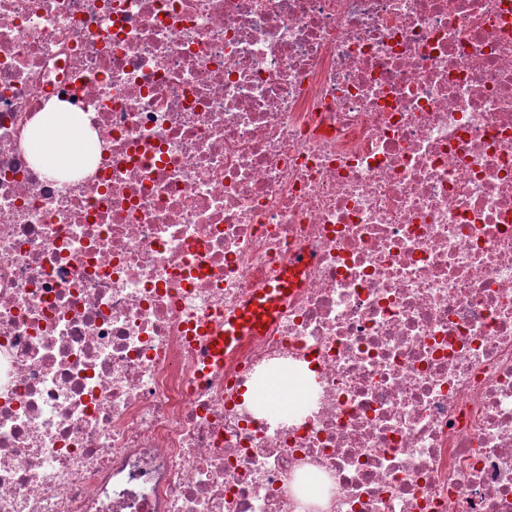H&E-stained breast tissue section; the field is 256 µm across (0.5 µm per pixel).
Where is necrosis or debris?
Listing matches in <instances>:
<instances>
[{
    "mask_svg": "<svg viewBox=\"0 0 512 512\" xmlns=\"http://www.w3.org/2000/svg\"><path fill=\"white\" fill-rule=\"evenodd\" d=\"M0 512H512V0H0ZM95 133L85 129L63 103H55L51 111L42 112L29 141V151L35 164L48 169L79 167L84 162L81 145ZM62 157L67 163H59ZM306 262L302 254L288 263L281 281L276 285H264L255 291L252 298L230 319L224 321V330L211 336L207 356L211 363L224 359V350L234 345L240 336L252 334L269 323L288 293L296 283V274ZM301 387L302 383H300L298 379L284 376L273 386L271 391H250L248 393V399L259 405H268L273 409L272 402L275 401L272 399L275 394H282L288 397V392L298 391Z\"/></svg>",
    "mask_w": 512,
    "mask_h": 512,
    "instance_id": "necrosis-or-debris-1",
    "label": "necrosis or debris"
}]
</instances>
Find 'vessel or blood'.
<instances>
[{"instance_id": "vessel-or-blood-1", "label": "vessel or blood", "mask_w": 512, "mask_h": 512, "mask_svg": "<svg viewBox=\"0 0 512 512\" xmlns=\"http://www.w3.org/2000/svg\"><path fill=\"white\" fill-rule=\"evenodd\" d=\"M304 263V256H296L289 262L281 281L258 288L237 314L225 320L223 331L210 339L207 349L210 362L221 361L225 349L234 345L239 337L260 330L274 318L288 288L295 285L296 274Z\"/></svg>"}]
</instances>
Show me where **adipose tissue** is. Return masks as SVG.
Listing matches in <instances>:
<instances>
[{
    "instance_id": "obj_1",
    "label": "adipose tissue",
    "mask_w": 512,
    "mask_h": 512,
    "mask_svg": "<svg viewBox=\"0 0 512 512\" xmlns=\"http://www.w3.org/2000/svg\"><path fill=\"white\" fill-rule=\"evenodd\" d=\"M85 129L68 112L65 104H54L51 111L41 113L29 141V151L35 164L48 169L58 168L60 162L78 167L84 162L81 145L89 137Z\"/></svg>"
}]
</instances>
